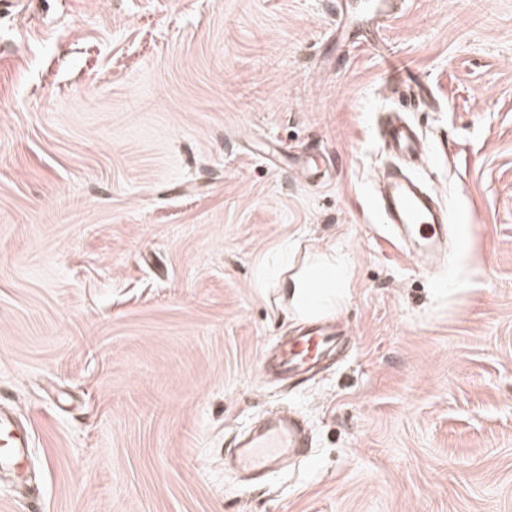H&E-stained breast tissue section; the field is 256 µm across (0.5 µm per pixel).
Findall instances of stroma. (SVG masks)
Masks as SVG:
<instances>
[{
    "mask_svg": "<svg viewBox=\"0 0 512 512\" xmlns=\"http://www.w3.org/2000/svg\"><path fill=\"white\" fill-rule=\"evenodd\" d=\"M337 4L0 0V512H512V0ZM394 113L463 233L431 272L368 205ZM316 250L352 338L262 378L304 323L256 273ZM279 411L306 457L228 468ZM29 442L28 433L10 415L0 412V464L5 468L17 464Z\"/></svg>",
    "mask_w": 512,
    "mask_h": 512,
    "instance_id": "1",
    "label": "stroma"
}]
</instances>
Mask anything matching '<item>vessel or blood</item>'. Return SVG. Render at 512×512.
Wrapping results in <instances>:
<instances>
[{
  "mask_svg": "<svg viewBox=\"0 0 512 512\" xmlns=\"http://www.w3.org/2000/svg\"><path fill=\"white\" fill-rule=\"evenodd\" d=\"M383 138L396 159L419 162L426 156L418 131L405 120L390 122ZM372 207L401 241L410 244L412 255L424 268H435L448 248L445 208L437 199L410 177L393 170L383 175ZM337 341L335 329L315 325L282 341L275 354L264 355L261 369L266 372L275 367L291 376L302 375L327 359ZM29 442L27 432L10 415L0 412V464L8 468L17 464ZM308 446L302 423L276 418L262 429L235 439L232 457L241 468L266 471L278 465L283 456H305Z\"/></svg>",
  "mask_w": 512,
  "mask_h": 512,
  "instance_id": "vessel-or-blood-1",
  "label": "vessel or blood"
}]
</instances>
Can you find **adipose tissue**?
<instances>
[{
  "mask_svg": "<svg viewBox=\"0 0 512 512\" xmlns=\"http://www.w3.org/2000/svg\"><path fill=\"white\" fill-rule=\"evenodd\" d=\"M345 272L343 260L319 256L280 281L281 297L301 318L336 310L347 298L343 288Z\"/></svg>",
  "mask_w": 512,
  "mask_h": 512,
  "instance_id": "1",
  "label": "adipose tissue"
}]
</instances>
